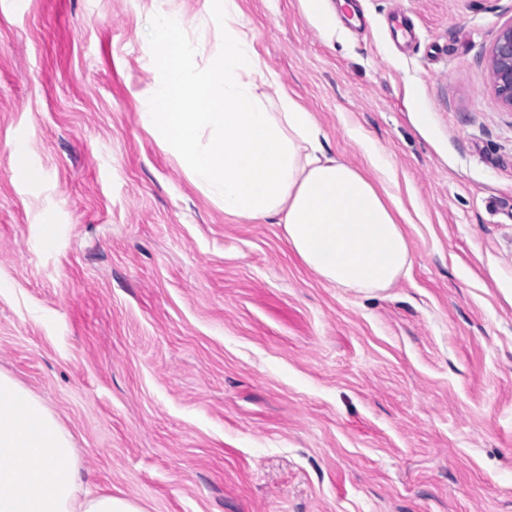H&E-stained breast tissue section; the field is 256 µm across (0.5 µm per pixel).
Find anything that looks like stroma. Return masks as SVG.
<instances>
[{"label": "stroma", "instance_id": "1", "mask_svg": "<svg viewBox=\"0 0 512 512\" xmlns=\"http://www.w3.org/2000/svg\"><path fill=\"white\" fill-rule=\"evenodd\" d=\"M239 4L266 95L363 172L362 139L387 154L410 271L323 283L143 125L150 20L179 14L205 62V0H0V370L72 435L90 492L146 512H512V111L489 77L512 0H357L358 32L340 0L322 32L305 0ZM11 163L14 175L22 181L35 179L28 164V148L23 142H15L11 151Z\"/></svg>", "mask_w": 512, "mask_h": 512}]
</instances>
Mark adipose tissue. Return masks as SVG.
<instances>
[{
  "label": "adipose tissue",
  "mask_w": 512,
  "mask_h": 512,
  "mask_svg": "<svg viewBox=\"0 0 512 512\" xmlns=\"http://www.w3.org/2000/svg\"><path fill=\"white\" fill-rule=\"evenodd\" d=\"M155 83L140 118L191 180L242 220L281 224L290 250L324 282L373 292L411 267L401 224L376 181L382 150L364 141L376 178L328 154L312 112L259 88L278 80L259 56L238 0H208L201 30L223 34L206 64L182 18L152 19ZM81 458L54 413L0 372V512H143L133 500L82 487Z\"/></svg>",
  "instance_id": "adipose-tissue-1"
}]
</instances>
